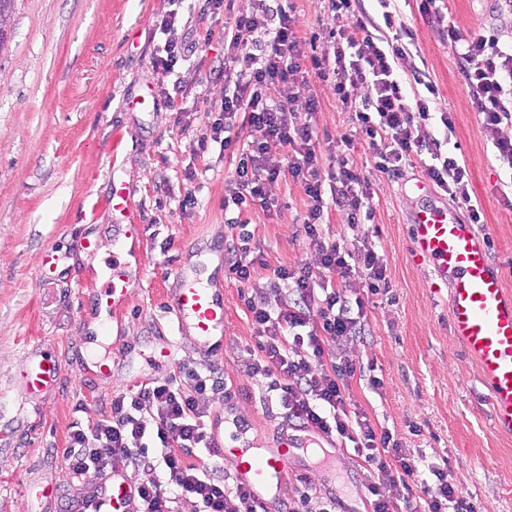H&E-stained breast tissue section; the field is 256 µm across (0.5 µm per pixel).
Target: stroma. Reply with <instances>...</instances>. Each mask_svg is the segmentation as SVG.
I'll list each match as a JSON object with an SVG mask.
<instances>
[{
    "mask_svg": "<svg viewBox=\"0 0 512 512\" xmlns=\"http://www.w3.org/2000/svg\"><path fill=\"white\" fill-rule=\"evenodd\" d=\"M305 52L332 54L336 27L329 0H289ZM420 0H398L415 36L424 77L441 102L455 110L456 148L470 173V194L490 237L495 269L512 290V156H501L468 108V88L444 34L419 10ZM462 33L485 31L512 40V0H445ZM252 0H17L11 37L0 51V512H32L29 482L44 480L70 494L62 453L75 423L93 424L119 390L150 379L165 381L180 366L214 367L230 397L202 400L207 419L223 423L225 438L273 446L284 424L271 411L265 380L248 378L245 361L259 338L241 300L248 284L224 280V349L209 358L191 340L176 337L164 309L177 288L174 266L200 257L195 244L221 243L232 259L227 221L246 224L260 245L254 277L265 281L280 266L316 265L301 217L306 199L298 184L270 187V210L241 211L224 202L236 162L220 144L199 150L224 108V26L250 11ZM177 10L188 50L172 69L158 65L162 37L156 25ZM318 102L315 128L322 168L337 170L342 136L354 131L353 113L341 110L329 87L310 78L306 96ZM350 161L375 192L373 213L350 225L329 209L322 230L353 246L369 244L387 265L388 293L369 294L363 279L342 289L363 301V332L347 352L362 371L350 383V410L376 432L429 463H444L459 495L479 512H512V435L493 426L489 392L476 364L449 332L447 292L431 293L430 268L410 256V214L418 198L411 184L425 178L423 156L398 173L379 171L371 149ZM128 191L141 233L130 244L135 285L124 311L92 303L112 262L108 205L113 184ZM196 204L186 205L187 196ZM87 209L83 222L77 210ZM96 241L81 253V236ZM58 257L56 267L45 262ZM108 336H100L99 325ZM170 338L172 362L153 350ZM58 360L55 390L22 403L17 375L32 344ZM108 376H89L97 362ZM379 387H372V378ZM328 459L298 455L282 498L309 486L315 501L335 500L336 512H371L367 465L352 443L336 439Z\"/></svg>",
    "mask_w": 512,
    "mask_h": 512,
    "instance_id": "1",
    "label": "stroma"
}]
</instances>
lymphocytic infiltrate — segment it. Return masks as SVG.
I'll return each instance as SVG.
<instances>
[{
  "label": "lymphocytic infiltrate",
  "mask_w": 512,
  "mask_h": 512,
  "mask_svg": "<svg viewBox=\"0 0 512 512\" xmlns=\"http://www.w3.org/2000/svg\"><path fill=\"white\" fill-rule=\"evenodd\" d=\"M392 2L378 0L381 21L392 38L340 23L333 55L309 58L312 74L329 83L342 109L354 114L357 133L376 151L385 173L411 163L421 143L422 124L434 120L444 132L455 129L453 109L431 105L437 93L434 83L425 82L426 93L416 101L407 99L405 76L420 75L415 37L400 22ZM419 8L448 36L469 87L470 111L497 151L512 155V138L501 134L502 125L512 123V43L481 32L462 35L437 0H420ZM229 46L245 68L237 72L233 92L224 98V116L212 123L209 135L236 156L228 195L236 206L267 210L273 205L269 185L291 177L307 198L305 238L319 260L315 269L277 268L265 283L262 299L244 297L260 337L257 353L245 364L246 373L268 379L283 420L356 443L369 466L372 512H391L389 492L418 473V463L393 445L390 435H376L366 417L344 412L357 366L342 348L360 336L362 323L333 285L334 279L358 275L370 293H380L386 265L368 244L360 247L357 265H350L346 246L326 238L321 229L332 205L345 213L348 224L358 223L361 215L370 213L374 193L345 163L333 174L331 186H324L313 124L274 97L284 87L298 97L307 87L300 64L306 56L304 43L287 6L253 0L249 12L236 16ZM239 115L252 131L250 140L241 144L228 135ZM429 155L426 174L431 182L466 205L471 223H483V213L469 193L465 162L444 152L438 141ZM332 342L337 345L333 354L327 349ZM223 389L214 369L184 366L166 381L119 391L103 418L90 427L75 424L69 435L63 463L74 485L97 495L112 477L132 468L145 474L131 488L134 512H173L172 503L180 499L193 502L198 512H255L250 493L228 483L218 456L210 452L211 437L198 400ZM430 474L434 481L424 488L423 512H477L473 503L457 496L447 469L434 467Z\"/></svg>",
  "instance_id": "1"
}]
</instances>
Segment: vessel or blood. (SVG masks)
Instances as JSON below:
<instances>
[{
  "mask_svg": "<svg viewBox=\"0 0 512 512\" xmlns=\"http://www.w3.org/2000/svg\"><path fill=\"white\" fill-rule=\"evenodd\" d=\"M411 258L431 269L432 288L448 286L451 294L449 327L452 336L475 361L489 389L493 423L499 432L512 434V292L491 260L486 235L447 211L426 205L415 209L409 225ZM179 288L165 306L174 318L179 337L193 338L210 355L224 346V287L201 270L178 271ZM132 288L127 264L113 261L105 276L98 304L120 308ZM59 379L55 357L41 345L29 350L20 372V391L38 396L52 391ZM216 452L241 459L236 479L264 503L275 502L288 476L291 451L310 447L308 438L280 437L276 447L256 452L243 443H225L211 434ZM127 487L116 481L105 494L92 499L85 512H127Z\"/></svg>",
  "mask_w": 512,
  "mask_h": 512,
  "instance_id": "vessel-or-blood-1",
  "label": "vessel or blood"
}]
</instances>
